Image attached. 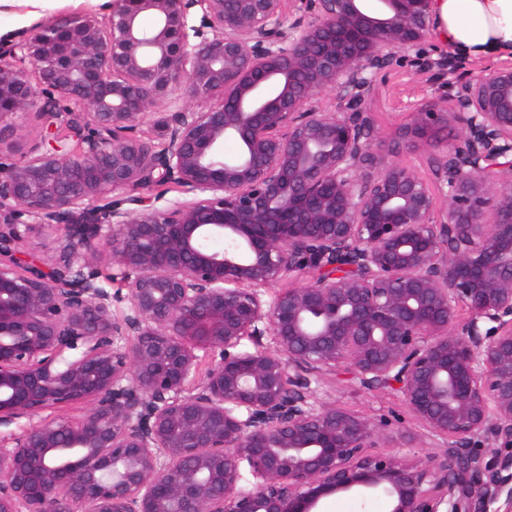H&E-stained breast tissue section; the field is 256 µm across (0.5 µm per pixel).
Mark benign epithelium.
Segmentation results:
<instances>
[{"label": "benign epithelium", "mask_w": 512, "mask_h": 512, "mask_svg": "<svg viewBox=\"0 0 512 512\" xmlns=\"http://www.w3.org/2000/svg\"><path fill=\"white\" fill-rule=\"evenodd\" d=\"M283 2L110 0L105 21L0 40V125L32 112L43 132L0 148V427L26 420L0 432V512L512 499V65L430 59L434 0ZM397 58L455 76L396 133L437 151L435 188L362 110ZM328 91L343 106L321 109ZM160 98L161 145L138 134ZM159 183L190 198L154 208ZM29 224L60 236L54 263ZM103 249L126 291L99 280ZM246 336L269 344L237 351ZM340 365L396 393L436 451L368 452L389 420L316 398ZM76 401L77 420L41 418Z\"/></svg>", "instance_id": "1"}]
</instances>
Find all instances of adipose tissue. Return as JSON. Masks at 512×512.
Listing matches in <instances>:
<instances>
[{"instance_id":"obj_1","label":"adipose tissue","mask_w":512,"mask_h":512,"mask_svg":"<svg viewBox=\"0 0 512 512\" xmlns=\"http://www.w3.org/2000/svg\"><path fill=\"white\" fill-rule=\"evenodd\" d=\"M435 26L442 44L468 59L512 55V0H436Z\"/></svg>"}]
</instances>
